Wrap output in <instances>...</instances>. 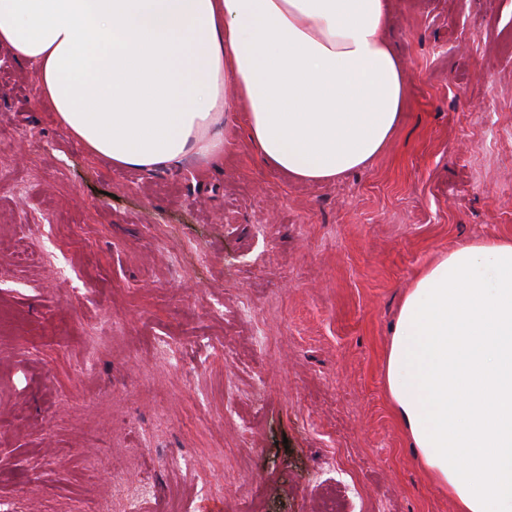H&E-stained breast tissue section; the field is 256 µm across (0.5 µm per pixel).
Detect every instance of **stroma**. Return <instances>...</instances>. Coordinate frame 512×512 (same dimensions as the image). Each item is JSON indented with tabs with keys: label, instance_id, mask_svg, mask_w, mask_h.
Here are the masks:
<instances>
[{
	"label": "stroma",
	"instance_id": "35a3bbf8",
	"mask_svg": "<svg viewBox=\"0 0 512 512\" xmlns=\"http://www.w3.org/2000/svg\"><path fill=\"white\" fill-rule=\"evenodd\" d=\"M392 14L402 122L321 184L240 113L223 159L115 169L0 69V512H457L387 357L422 269L512 239V0Z\"/></svg>",
	"mask_w": 512,
	"mask_h": 512
}]
</instances>
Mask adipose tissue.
<instances>
[{
  "mask_svg": "<svg viewBox=\"0 0 512 512\" xmlns=\"http://www.w3.org/2000/svg\"><path fill=\"white\" fill-rule=\"evenodd\" d=\"M390 0H0V48L90 153L145 174L224 154L245 113L262 160L309 183L383 151L407 100ZM388 387L458 512H512V240L416 278Z\"/></svg>",
  "mask_w": 512,
  "mask_h": 512,
  "instance_id": "adipose-tissue-1",
  "label": "adipose tissue"
}]
</instances>
